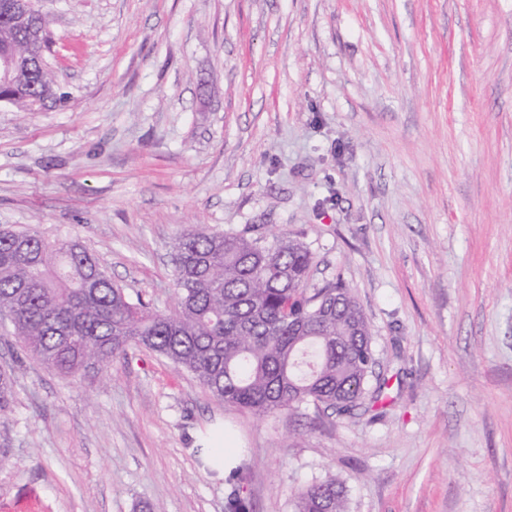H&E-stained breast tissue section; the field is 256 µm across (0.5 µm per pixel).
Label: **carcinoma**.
I'll use <instances>...</instances> for the list:
<instances>
[{
	"label": "carcinoma",
	"instance_id": "1",
	"mask_svg": "<svg viewBox=\"0 0 512 512\" xmlns=\"http://www.w3.org/2000/svg\"><path fill=\"white\" fill-rule=\"evenodd\" d=\"M26 28L0 18V49L20 48ZM64 100L48 63L26 66L20 109ZM175 308L152 309L112 281L78 237L0 227V320L26 357L61 374L107 371L145 347L191 373L227 407L258 416L312 402L338 414L360 405L375 365L372 333L351 289L307 294L312 263L297 239L269 245L260 234L195 226L172 243ZM14 373L0 368V428ZM294 512H348L330 478L295 497Z\"/></svg>",
	"mask_w": 512,
	"mask_h": 512
}]
</instances>
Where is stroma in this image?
I'll list each match as a JSON object with an SVG mask.
<instances>
[{
    "label": "stroma",
    "mask_w": 512,
    "mask_h": 512,
    "mask_svg": "<svg viewBox=\"0 0 512 512\" xmlns=\"http://www.w3.org/2000/svg\"><path fill=\"white\" fill-rule=\"evenodd\" d=\"M35 6L67 98L0 107V225L78 233L160 311L189 226L300 239L388 386L260 417L146 348L71 377L5 336L0 512H292L329 478L349 512H512V0ZM14 373L12 369L0 368V427L1 437L6 429L2 418L6 417L13 396Z\"/></svg>",
    "instance_id": "35a3bbf8"
}]
</instances>
